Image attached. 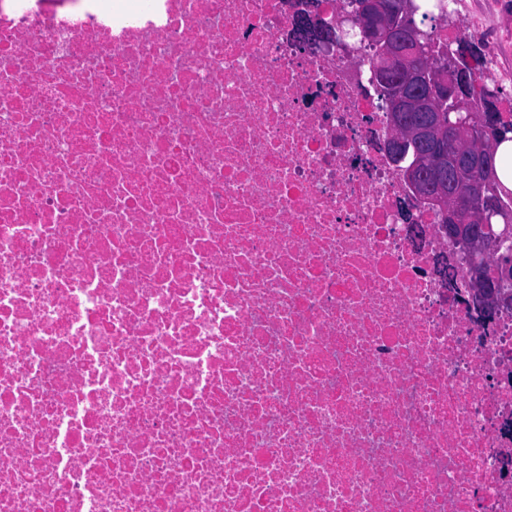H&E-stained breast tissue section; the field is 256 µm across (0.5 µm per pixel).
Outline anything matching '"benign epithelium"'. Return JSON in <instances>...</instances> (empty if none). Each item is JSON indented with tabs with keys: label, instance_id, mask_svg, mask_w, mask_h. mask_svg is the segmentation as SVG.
<instances>
[{
	"label": "benign epithelium",
	"instance_id": "7a95c632",
	"mask_svg": "<svg viewBox=\"0 0 512 512\" xmlns=\"http://www.w3.org/2000/svg\"><path fill=\"white\" fill-rule=\"evenodd\" d=\"M412 8L411 0H364L359 14L345 15L342 21L358 27L362 33L377 42L384 63L374 69V78L386 81L392 72L399 73L412 92L404 96L389 97L382 110L391 114L392 130L387 141V151L392 159L401 163L407 157L408 145H419L431 135L446 132L453 135L460 149V162L468 170L463 180L448 190L441 181V159L430 153L414 152L412 162L402 168L403 175L415 184L422 196L448 213V220L455 223L457 217L466 215L465 224H480L495 239L512 236V213L505 207L494 188L493 161L497 143L485 142L480 133L486 129L487 116L471 111L466 95L456 91L459 74L442 69L420 73L416 61L423 54L420 32L401 20V15ZM429 113L426 124L416 125L409 121L407 113ZM501 218L503 229H493L496 218ZM485 243L469 242L465 245V260L472 266L475 286L487 295L496 294L499 283L491 274L478 267H485Z\"/></svg>",
	"mask_w": 512,
	"mask_h": 512
}]
</instances>
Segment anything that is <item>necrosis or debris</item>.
Returning <instances> with one entry per match:
<instances>
[{
	"label": "necrosis or debris",
	"mask_w": 512,
	"mask_h": 512,
	"mask_svg": "<svg viewBox=\"0 0 512 512\" xmlns=\"http://www.w3.org/2000/svg\"><path fill=\"white\" fill-rule=\"evenodd\" d=\"M343 7L0 0V512H512V299ZM481 242V243H480ZM478 242H468L465 245V260L470 263L474 267V278H478L475 281L476 288H482L488 296L494 297L496 294V288H501L502 286L493 278L492 274H484L482 271L478 270L477 266L486 267L489 265L488 262L484 260L485 251V242L481 240Z\"/></svg>",
	"instance_id": "obj_1"
}]
</instances>
